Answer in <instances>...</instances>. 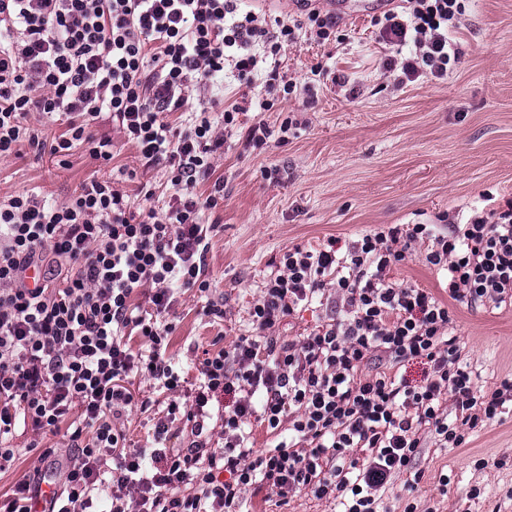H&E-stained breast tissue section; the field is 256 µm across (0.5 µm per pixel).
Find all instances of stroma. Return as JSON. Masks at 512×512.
<instances>
[{"label": "stroma", "mask_w": 512, "mask_h": 512, "mask_svg": "<svg viewBox=\"0 0 512 512\" xmlns=\"http://www.w3.org/2000/svg\"><path fill=\"white\" fill-rule=\"evenodd\" d=\"M373 14L339 24L344 43L301 41L280 59L287 75L306 81L322 65L317 97L306 105L241 115L226 134L216 173L224 179V204L206 212L211 224L206 272L223 304L213 320L195 291L177 292L176 329L167 354L174 369L194 378L205 351L229 347L252 332L249 309L281 255L293 246L316 247L328 237L350 242L389 224H433L438 232L466 222L489 200L512 198V0H465V13L452 37L461 61L447 79L421 78L396 89L381 69L389 49L373 32ZM296 119L284 144L256 149L248 127L263 119L279 128ZM112 168L95 170L81 154L68 165L21 145L20 155L0 165V192L38 190L48 201L78 192L92 173L113 167L137 173L125 183L135 205L137 186L150 183L157 195L170 191L161 170L143 168L132 146L117 144ZM427 244L411 260L393 267L390 278L440 293L441 278L422 260ZM339 313V301L301 308L276 334L293 340ZM463 367L478 389L512 376V303L453 307ZM414 461L422 479L407 492L406 474L391 477L377 512H512V412L470 435L458 448L439 447L432 433ZM244 512H340L338 501L299 493L278 505L268 490L250 488Z\"/></svg>", "instance_id": "1"}]
</instances>
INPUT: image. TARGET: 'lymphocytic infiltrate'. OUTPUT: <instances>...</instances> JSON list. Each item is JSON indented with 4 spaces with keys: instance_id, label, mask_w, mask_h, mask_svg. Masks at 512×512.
Wrapping results in <instances>:
<instances>
[{
    "instance_id": "1",
    "label": "lymphocytic infiltrate",
    "mask_w": 512,
    "mask_h": 512,
    "mask_svg": "<svg viewBox=\"0 0 512 512\" xmlns=\"http://www.w3.org/2000/svg\"><path fill=\"white\" fill-rule=\"evenodd\" d=\"M238 2L0 0V160L26 143L57 157L79 150L105 165L120 139L163 170L172 189L161 208L139 212L114 178H89L62 203L35 190L0 196V472L22 454L19 428L43 439L39 466L0 495V512H91L101 491L108 512H242L257 485L282 505L307 491L339 499L343 512H376L392 475L411 473L410 489L421 480L412 462L423 430L457 448L512 402L511 378L480 391L461 366L451 308L512 299V200L474 212L447 235L430 224H391L344 249L334 237L288 249L250 311L253 334L208 354L183 387L166 356L175 287L196 289L205 314L224 317L209 299L203 215L224 200L214 161L240 111L218 107L213 81L229 72L249 87L264 73L255 109L269 111V92L287 102L298 85L261 63L304 34L334 42L339 28L319 8L271 17L239 12ZM401 2L378 23V40L392 51L384 73L401 85L447 79L460 61L450 34L463 0ZM35 113L59 119L64 131L41 138L29 124ZM104 115L117 137L93 132ZM204 183L209 192H200ZM426 241L424 260L445 278L447 298L389 280ZM48 253L55 266L41 287H28L26 270ZM140 288L147 315L134 301ZM331 288L342 318L295 342L275 336ZM382 355L426 360L431 372L420 386L365 374ZM133 374L171 394L152 450L128 447L123 430L129 407L153 405L135 402L126 385ZM254 420L276 437L274 448L253 449ZM176 422L186 447L165 445ZM50 434L65 435L72 455L60 456ZM50 471L58 486L46 492Z\"/></svg>"
}]
</instances>
